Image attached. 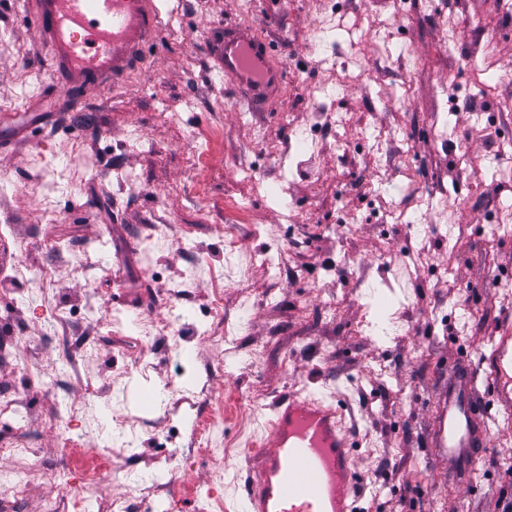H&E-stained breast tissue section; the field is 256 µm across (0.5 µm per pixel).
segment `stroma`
<instances>
[{
	"instance_id": "obj_1",
	"label": "stroma",
	"mask_w": 512,
	"mask_h": 512,
	"mask_svg": "<svg viewBox=\"0 0 512 512\" xmlns=\"http://www.w3.org/2000/svg\"><path fill=\"white\" fill-rule=\"evenodd\" d=\"M158 43L119 84L71 97L51 73L27 0H0V387L29 413L0 424L65 470L64 444L111 451L98 500L159 485L155 512H223L259 461L289 392L338 406L374 492L359 512H501L512 502V399L496 349L512 332V0H160ZM337 11L320 55V17ZM249 23L285 79L267 112L214 84L207 44ZM356 76L328 86L327 71ZM325 112L346 117L348 151ZM313 152L282 177L301 133ZM51 194L52 210L40 203ZM298 213L283 220L285 207ZM49 271L48 293L95 340L44 332L19 302L17 262ZM224 293L223 352L197 336ZM178 314L141 342L112 332ZM86 357L68 393L39 368ZM478 372L491 443L465 485L431 446L453 368ZM224 414L212 452L186 455L165 403ZM76 406L84 424L64 412ZM127 427H120V420Z\"/></svg>"
}]
</instances>
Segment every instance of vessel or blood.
<instances>
[{"label": "vessel or blood", "instance_id": "obj_1", "mask_svg": "<svg viewBox=\"0 0 512 512\" xmlns=\"http://www.w3.org/2000/svg\"><path fill=\"white\" fill-rule=\"evenodd\" d=\"M35 26L52 70L69 89L112 87L162 29L158 0H33ZM209 53L217 81L250 111L280 94L284 74L271 44L252 27L225 28ZM434 445L458 469L490 445L477 376H454L439 405ZM366 488L340 412L300 394L278 402L260 464L245 488L242 512H356Z\"/></svg>", "mask_w": 512, "mask_h": 512}]
</instances>
